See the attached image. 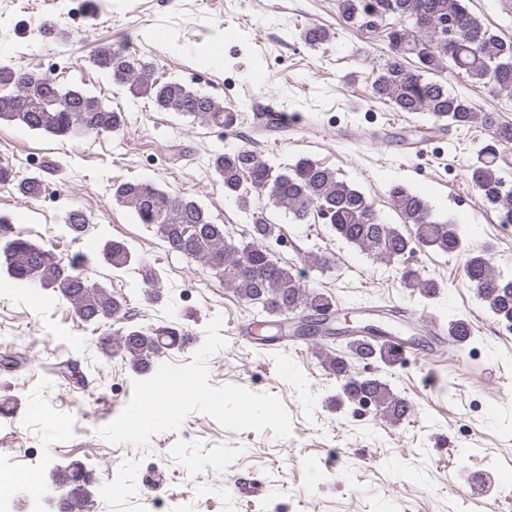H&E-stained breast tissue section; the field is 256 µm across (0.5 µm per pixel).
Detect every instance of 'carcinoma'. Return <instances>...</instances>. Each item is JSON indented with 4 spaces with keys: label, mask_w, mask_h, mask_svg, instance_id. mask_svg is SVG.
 Wrapping results in <instances>:
<instances>
[{
    "label": "carcinoma",
    "mask_w": 512,
    "mask_h": 512,
    "mask_svg": "<svg viewBox=\"0 0 512 512\" xmlns=\"http://www.w3.org/2000/svg\"><path fill=\"white\" fill-rule=\"evenodd\" d=\"M337 8L344 23L356 28L367 29L370 21L379 27L386 19H394L386 33L389 52L371 83L374 99L390 103L398 112H424L442 118L451 127L478 123L488 132L489 139L477 152L472 183L501 222L512 224V186L499 175L498 165L501 151L512 147V124L500 121L494 112L477 111L469 98L437 79L447 71L500 92H512V41L492 33L465 0H337ZM300 38L317 47L329 39V33L310 27ZM412 58L416 65L411 67L408 60ZM92 63L132 96L149 98L160 112H175L220 128L237 121L236 113L210 95L178 81L154 77L150 62L123 48L103 46ZM1 120L71 139L117 132L124 126L122 113L79 87H63L48 74L32 75L0 65ZM212 166L223 181L224 196L235 199L243 209L266 197L286 208L294 224H306L311 215L320 214L336 238L376 260L402 264V287L426 299L434 297L441 285L423 276L408 262L409 257L427 249L464 257L470 286L498 321L512 325V277L495 272L487 251L465 248L459 225L435 220L428 201L408 186L395 183L389 190L391 205L410 224L403 231L383 223L361 191L340 179L335 170L310 158L276 169L254 151L241 147L215 152ZM12 182L25 198H36L42 192L40 177L20 178L13 168L0 165V184ZM113 199L128 208L138 223L155 229L169 251L202 263L243 303L261 305V325L280 328L288 322V313L298 310L305 316L338 311L331 295L307 284L272 254L268 242L279 239V227L262 217L252 225L250 241L237 244L194 198L172 194L153 182L121 183L113 191ZM88 226L87 214L71 208L59 225V237L69 235L78 240ZM100 257L120 271L130 265L132 251L123 241L108 240ZM89 262L83 253L65 262L58 259L0 216V263L6 273L19 283L52 290L72 305L81 322L100 323L120 313L124 304L87 276ZM186 340L185 332L171 327L145 330L126 326L99 337L98 349L107 359L121 354L134 369L146 372L156 358L183 346ZM347 348L358 360L385 365L396 362V348L377 336L352 339ZM321 357L347 401L369 403L376 417L391 424L412 412L411 403L394 393L387 382L355 374L345 355L325 349ZM88 475L82 464L75 463L63 471L58 489L66 493L84 486Z\"/></svg>",
    "instance_id": "cac0c4a2"
}]
</instances>
